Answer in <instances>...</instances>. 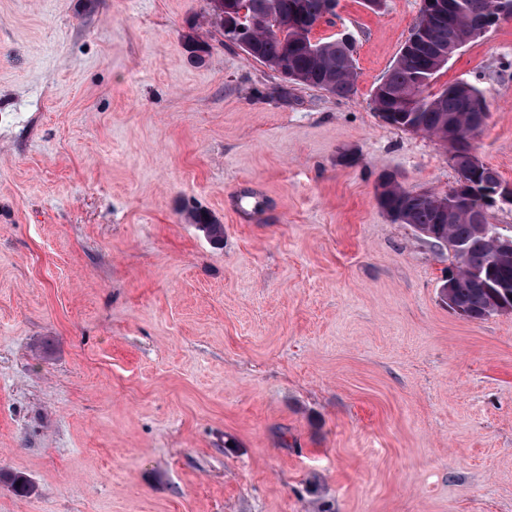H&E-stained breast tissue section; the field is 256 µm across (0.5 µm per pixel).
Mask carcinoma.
I'll use <instances>...</instances> for the list:
<instances>
[{"instance_id": "1", "label": "carcinoma", "mask_w": 512, "mask_h": 512, "mask_svg": "<svg viewBox=\"0 0 512 512\" xmlns=\"http://www.w3.org/2000/svg\"><path fill=\"white\" fill-rule=\"evenodd\" d=\"M453 2L458 8L435 25L423 55L397 58L384 85L373 92L372 106L393 127L441 140L448 136V122L454 121L459 139L465 141L471 135L466 102L469 94L479 89L469 83H455L444 85L435 93L427 92L440 72L433 57L438 50L448 49L450 42L464 45L472 41L470 20L488 12L493 0ZM327 3L328 0H250L251 11L278 26L281 33L264 29H250L243 34L227 31L224 38L233 44L248 38L255 42L251 58L262 64L284 62L303 76L304 86L346 97L357 81V71L349 65L351 46L340 39L312 36V25L327 12ZM380 181L383 191L377 201L386 213L397 212L404 223L430 229L433 242L443 239L452 244V300L465 318L476 320L512 313V302L504 307L505 298L494 287L500 281L512 282V253L501 251L494 237L480 230V196L472 197L449 222L439 213L433 198L405 191L391 174L382 175Z\"/></svg>"}]
</instances>
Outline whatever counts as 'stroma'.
<instances>
[{
	"label": "stroma",
	"mask_w": 512,
	"mask_h": 512,
	"mask_svg": "<svg viewBox=\"0 0 512 512\" xmlns=\"http://www.w3.org/2000/svg\"><path fill=\"white\" fill-rule=\"evenodd\" d=\"M421 5L338 0L336 97L190 29L208 0H0V512H512V314L450 310L376 198L458 178L371 106ZM462 81L512 182V20Z\"/></svg>",
	"instance_id": "1"
}]
</instances>
